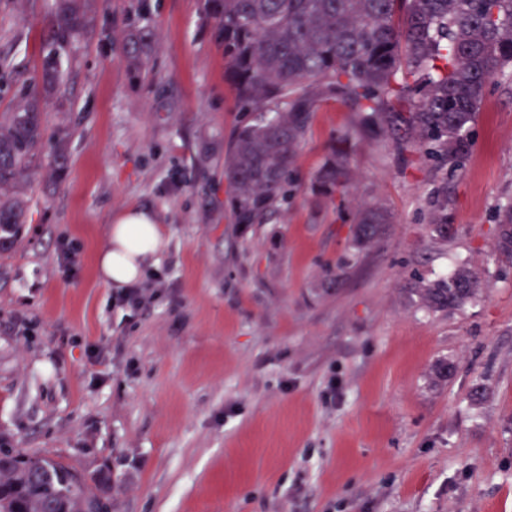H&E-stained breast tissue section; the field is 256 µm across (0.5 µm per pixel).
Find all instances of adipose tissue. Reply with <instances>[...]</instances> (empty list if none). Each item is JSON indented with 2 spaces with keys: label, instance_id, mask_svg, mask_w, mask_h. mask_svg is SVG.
Here are the masks:
<instances>
[{
  "label": "adipose tissue",
  "instance_id": "obj_1",
  "mask_svg": "<svg viewBox=\"0 0 512 512\" xmlns=\"http://www.w3.org/2000/svg\"><path fill=\"white\" fill-rule=\"evenodd\" d=\"M166 243L153 215L146 210L120 213L98 251L96 265L105 284L123 288L135 283Z\"/></svg>",
  "mask_w": 512,
  "mask_h": 512
}]
</instances>
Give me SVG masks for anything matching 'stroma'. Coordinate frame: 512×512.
I'll return each mask as SVG.
<instances>
[{"label":"stroma","instance_id":"35a3bbf8","mask_svg":"<svg viewBox=\"0 0 512 512\" xmlns=\"http://www.w3.org/2000/svg\"><path fill=\"white\" fill-rule=\"evenodd\" d=\"M52 3L0 0V113L42 89ZM80 8L32 215L0 260V439L108 471L112 512H512V267L494 221L512 199V79L489 82L459 168L364 135L341 207L310 183L359 116L321 100L287 206L245 228L224 158L249 114L204 0ZM136 28L140 67L124 49ZM442 194L445 241L426 227ZM373 204L393 222L353 254L344 218ZM138 208L167 244L144 301L122 305L96 254ZM459 263L481 276L475 301L410 299ZM440 360L455 371L436 385Z\"/></svg>","mask_w":512,"mask_h":512}]
</instances>
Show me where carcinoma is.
Returning <instances> with one entry per match:
<instances>
[{"label":"carcinoma","mask_w":512,"mask_h":512,"mask_svg":"<svg viewBox=\"0 0 512 512\" xmlns=\"http://www.w3.org/2000/svg\"><path fill=\"white\" fill-rule=\"evenodd\" d=\"M224 43L227 78L242 108L256 116L229 143L225 176L237 223L263 224L288 201L290 175L311 113L325 96L354 106L360 130L338 135L316 173L312 192L344 195L352 178L359 131L388 124L400 151L460 166L471 146L489 81L512 73V0H207ZM87 31L74 0H57L53 43L42 79L61 83L58 57ZM145 35L130 33L127 54L142 61ZM47 112L42 99L21 98L0 113V189L40 165ZM29 202L0 196V256L21 241ZM351 248L370 246L391 223L381 205L352 216ZM496 224L499 259L512 263V200ZM431 235L446 240L448 198L433 202ZM482 280L466 264L409 292L433 312L477 299ZM107 478L69 463L0 444V512H105Z\"/></svg>","instance_id":"cac0c4a2"}]
</instances>
